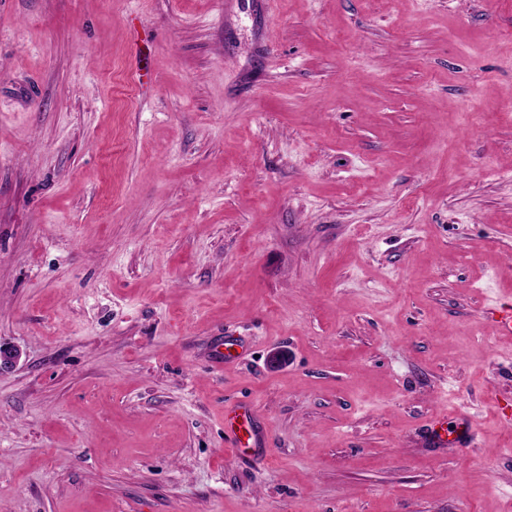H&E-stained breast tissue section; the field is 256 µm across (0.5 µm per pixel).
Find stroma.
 I'll return each mask as SVG.
<instances>
[{
    "mask_svg": "<svg viewBox=\"0 0 512 512\" xmlns=\"http://www.w3.org/2000/svg\"><path fill=\"white\" fill-rule=\"evenodd\" d=\"M509 299L512 0H0V512H512ZM486 318L494 325L497 333L512 336V305L500 303L490 306L484 311ZM253 417L252 410L246 406H238L224 413L225 440L230 441L239 452L245 436L248 448H257L265 439L264 433L254 424ZM449 424H454L453 430L448 429ZM427 440L433 448H445L448 443L459 448H468L476 440L475 434L466 414L460 412L454 415L450 421L447 417H436L426 429ZM448 436L452 438L449 439Z\"/></svg>",
    "mask_w": 512,
    "mask_h": 512,
    "instance_id": "obj_1",
    "label": "stroma"
}]
</instances>
